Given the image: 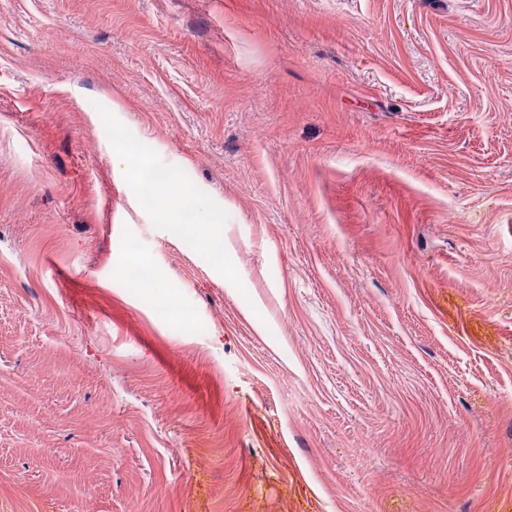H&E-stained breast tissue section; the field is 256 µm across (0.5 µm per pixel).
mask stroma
<instances>
[{
    "label": "stroma",
    "instance_id": "obj_1",
    "mask_svg": "<svg viewBox=\"0 0 512 512\" xmlns=\"http://www.w3.org/2000/svg\"><path fill=\"white\" fill-rule=\"evenodd\" d=\"M132 506L512 512V0H0V512ZM120 160L124 163L128 176L136 185H139L144 196L150 201H156L159 197H164L167 206L170 208L196 207L197 200L178 187H176L168 176L163 183L154 185L147 184L144 181V174L148 172V160L142 155L135 153L130 148L122 150L119 153Z\"/></svg>",
    "mask_w": 512,
    "mask_h": 512
}]
</instances>
